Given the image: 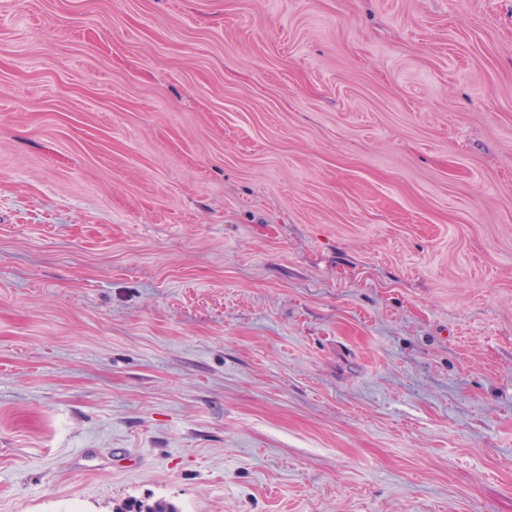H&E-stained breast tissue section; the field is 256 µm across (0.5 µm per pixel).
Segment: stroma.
<instances>
[{"mask_svg": "<svg viewBox=\"0 0 512 512\" xmlns=\"http://www.w3.org/2000/svg\"><path fill=\"white\" fill-rule=\"evenodd\" d=\"M512 512V0H0V512Z\"/></svg>", "mask_w": 512, "mask_h": 512, "instance_id": "1", "label": "stroma"}]
</instances>
